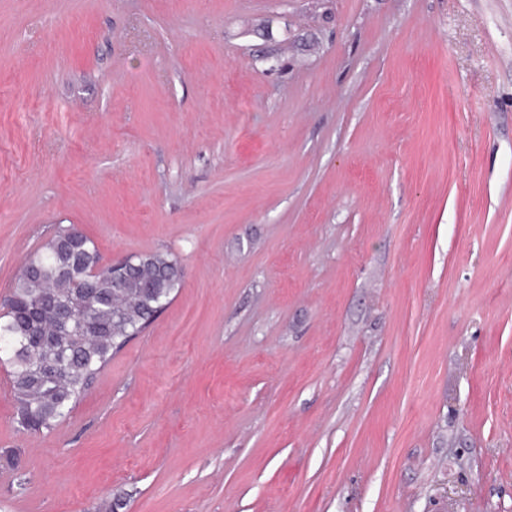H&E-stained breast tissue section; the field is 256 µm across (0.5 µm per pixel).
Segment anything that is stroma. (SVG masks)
I'll return each mask as SVG.
<instances>
[{"label":"stroma","mask_w":512,"mask_h":512,"mask_svg":"<svg viewBox=\"0 0 512 512\" xmlns=\"http://www.w3.org/2000/svg\"><path fill=\"white\" fill-rule=\"evenodd\" d=\"M61 224L182 285L0 512H512V0H0V313Z\"/></svg>","instance_id":"stroma-1"}]
</instances>
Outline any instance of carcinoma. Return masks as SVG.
Masks as SVG:
<instances>
[{"mask_svg": "<svg viewBox=\"0 0 512 512\" xmlns=\"http://www.w3.org/2000/svg\"><path fill=\"white\" fill-rule=\"evenodd\" d=\"M99 259L86 235L58 227L26 258L9 310L0 315V338L11 339L4 353L17 422L25 431L50 429L69 415L114 353L145 330L181 286L177 260L167 254L134 260L118 290L105 269L88 280L87 271ZM67 306L75 315L64 321L59 312Z\"/></svg>", "mask_w": 512, "mask_h": 512, "instance_id": "1", "label": "carcinoma"}]
</instances>
